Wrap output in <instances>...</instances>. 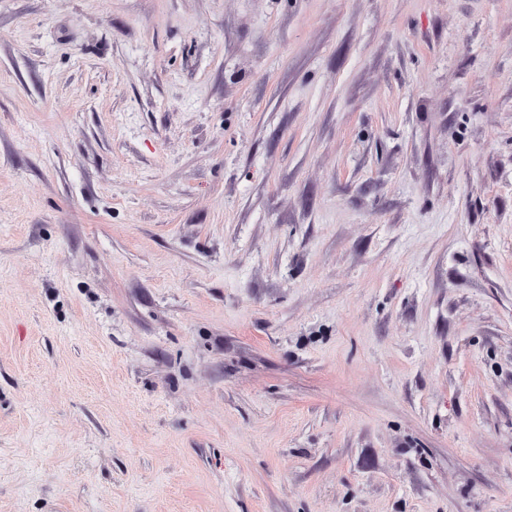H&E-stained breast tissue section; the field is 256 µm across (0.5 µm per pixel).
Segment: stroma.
<instances>
[{"label": "stroma", "instance_id": "35a3bbf8", "mask_svg": "<svg viewBox=\"0 0 512 512\" xmlns=\"http://www.w3.org/2000/svg\"><path fill=\"white\" fill-rule=\"evenodd\" d=\"M0 512H512V0H0Z\"/></svg>", "mask_w": 512, "mask_h": 512}]
</instances>
